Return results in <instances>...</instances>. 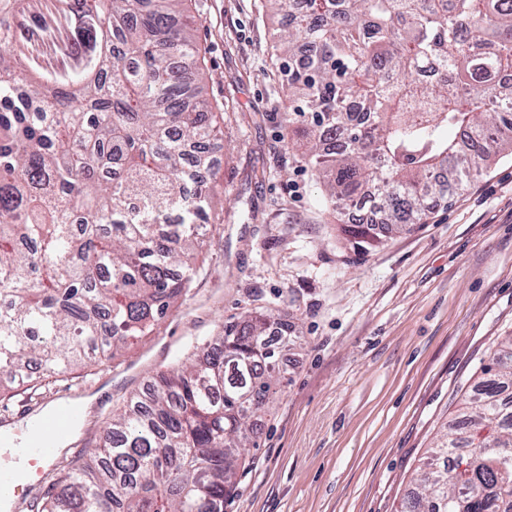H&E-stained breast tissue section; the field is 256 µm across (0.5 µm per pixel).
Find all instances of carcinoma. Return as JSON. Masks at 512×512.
I'll use <instances>...</instances> for the list:
<instances>
[{
    "mask_svg": "<svg viewBox=\"0 0 512 512\" xmlns=\"http://www.w3.org/2000/svg\"><path fill=\"white\" fill-rule=\"evenodd\" d=\"M190 0H0V407L30 404L149 335L190 290L221 139ZM288 135L341 208L408 230L512 151V0H265ZM454 133L447 138L443 130ZM357 250L374 224H343ZM230 321L112 411L30 512H224L296 343ZM399 512H512V334Z\"/></svg>",
    "mask_w": 512,
    "mask_h": 512,
    "instance_id": "obj_1",
    "label": "carcinoma"
}]
</instances>
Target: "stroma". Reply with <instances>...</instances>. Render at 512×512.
Returning <instances> with one entry per match:
<instances>
[{
  "mask_svg": "<svg viewBox=\"0 0 512 512\" xmlns=\"http://www.w3.org/2000/svg\"><path fill=\"white\" fill-rule=\"evenodd\" d=\"M204 95L224 115L212 221L191 291L94 368L64 452L96 447L113 409L225 322L274 313L301 336L288 383L225 512H397L498 337L512 332V154L411 231L367 251L340 231L283 124L286 90L264 0H194Z\"/></svg>",
  "mask_w": 512,
  "mask_h": 512,
  "instance_id": "obj_1",
  "label": "stroma"
}]
</instances>
